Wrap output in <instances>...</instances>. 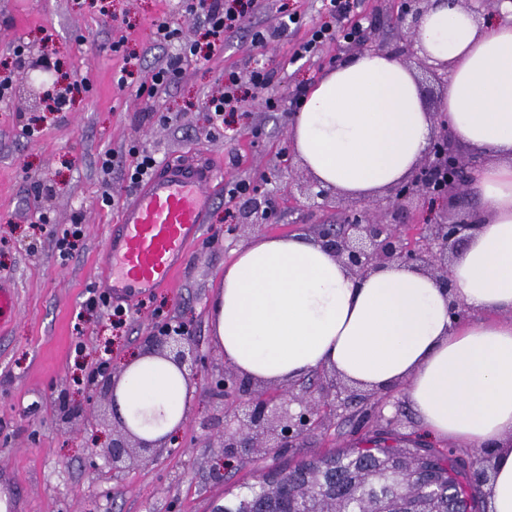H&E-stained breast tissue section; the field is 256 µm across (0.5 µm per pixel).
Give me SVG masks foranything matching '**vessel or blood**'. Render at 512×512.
Listing matches in <instances>:
<instances>
[{"instance_id": "obj_1", "label": "vessel or blood", "mask_w": 512, "mask_h": 512, "mask_svg": "<svg viewBox=\"0 0 512 512\" xmlns=\"http://www.w3.org/2000/svg\"><path fill=\"white\" fill-rule=\"evenodd\" d=\"M213 167L163 163L124 207L105 246V283L114 299L133 302L169 287L199 238L216 199Z\"/></svg>"}]
</instances>
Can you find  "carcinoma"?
<instances>
[{
  "instance_id": "carcinoma-1",
  "label": "carcinoma",
  "mask_w": 512,
  "mask_h": 512,
  "mask_svg": "<svg viewBox=\"0 0 512 512\" xmlns=\"http://www.w3.org/2000/svg\"><path fill=\"white\" fill-rule=\"evenodd\" d=\"M390 458L415 463L445 478L453 473L455 491L467 498L466 512H482L481 469L469 453L443 452L432 445L397 436L391 430L368 435L349 448H335L322 457L299 462L265 475L224 501V512H265L267 498L281 497L282 512H330V500L308 488L288 492V476H317L333 487L336 503L347 512H418L428 489L417 481L373 476L375 462Z\"/></svg>"
}]
</instances>
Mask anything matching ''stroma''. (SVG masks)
Listing matches in <instances>:
<instances>
[{
	"instance_id": "35a3bbf8",
	"label": "stroma",
	"mask_w": 512,
	"mask_h": 512,
	"mask_svg": "<svg viewBox=\"0 0 512 512\" xmlns=\"http://www.w3.org/2000/svg\"><path fill=\"white\" fill-rule=\"evenodd\" d=\"M326 0H277L276 7L247 17L223 46L209 49L203 27L183 13L182 0H0V78L10 77L12 95L0 101V277L17 285V314L0 329V489L8 512H212L225 492L254 482L261 473L317 458L352 445L366 433L393 429L424 438L416 415L400 389H338L335 408L321 427L267 453L255 449L221 462L216 416L221 403L208 393L210 377L224 364L211 336L210 314L236 250L257 236L288 237L301 223L330 224L337 208L357 206L345 196L327 207L306 197L310 175L289 156L294 100L335 67L355 55L352 45L335 43L295 59L298 45L326 19ZM298 26L265 47L254 46L255 24L277 26L286 13ZM178 28L199 46L178 81L153 96L137 95L149 83L157 61L177 55L178 42L158 43V22ZM45 51L57 63L56 84H45L46 101L32 103L13 55ZM136 55L134 66L126 58ZM130 67L126 87L114 75ZM262 66L273 77L274 107L246 101L226 113L222 128L205 111L208 97L224 89V73L248 76ZM70 90L63 111H49L57 87ZM41 132H22L31 117ZM155 152L159 160L217 161L216 200L189 259L173 287L137 298L126 325L113 329L106 309L86 308L100 292L109 230L130 199L126 172L129 148ZM115 156L111 174L100 169L104 153ZM248 182L257 195L273 196L279 217L265 227L244 225L250 198L229 197L226 189ZM111 190L116 203L102 204ZM51 222L40 225L39 214ZM83 235L68 257L56 237L73 223ZM187 323L205 362L195 380L196 401L175 445L156 460L117 474L91 462L112 439V426L73 413L74 403L110 411L107 396H90L87 377L108 361L120 371L162 323Z\"/></svg>"
}]
</instances>
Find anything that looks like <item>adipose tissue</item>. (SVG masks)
Returning <instances> with one entry per match:
<instances>
[{"instance_id":"ef3b65f1","label":"adipose tissue","mask_w":512,"mask_h":512,"mask_svg":"<svg viewBox=\"0 0 512 512\" xmlns=\"http://www.w3.org/2000/svg\"><path fill=\"white\" fill-rule=\"evenodd\" d=\"M418 42L448 65L442 109L487 164L470 191L479 231L448 266L450 290L394 263L356 277L314 237L259 236L224 268L211 311L225 363L262 385L329 368L376 390L402 388L429 436L493 451L490 512H512V0L481 19L438 0ZM433 132L414 74L384 52L357 54L308 90L293 150L322 186L370 199L404 180ZM478 313L455 322L448 302ZM193 388L171 362L129 360L117 415L140 438L172 439Z\"/></svg>"}]
</instances>
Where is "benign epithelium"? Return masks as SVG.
<instances>
[{
	"instance_id": "7a95c632",
	"label": "benign epithelium",
	"mask_w": 512,
	"mask_h": 512,
	"mask_svg": "<svg viewBox=\"0 0 512 512\" xmlns=\"http://www.w3.org/2000/svg\"><path fill=\"white\" fill-rule=\"evenodd\" d=\"M430 0H407L406 4L387 13L388 21L401 28L417 32L427 12ZM440 132L432 135L423 158L404 181L390 188L391 196L383 205L343 212L338 224H319L314 237L353 274L391 263H403L436 273L442 287H448V250L455 249L461 239H468L479 228L470 213H460L452 223L418 225L417 238H405L406 220L403 201L447 200L469 184L481 166L484 156L474 152L466 160L458 153L456 142L448 127L444 112L431 113ZM259 225L273 223L278 210L271 198H255L251 202ZM149 353L172 361L193 381L202 362L198 345L193 343L189 327L174 329L159 327L148 341ZM92 391L113 396L112 371L106 367L92 376ZM256 387L249 378L228 376L222 372L211 382V388L224 397V428L221 432L222 455L237 456L254 447L260 440L266 448H284L288 439L315 427L336 397V376H331L316 394L298 392L290 387L285 391L260 393L247 403L233 401L238 395ZM120 434L100 450V455L112 470L124 469L134 463L131 452L137 447L154 456L165 448V442L144 441L131 433L122 420L117 421Z\"/></svg>"
}]
</instances>
